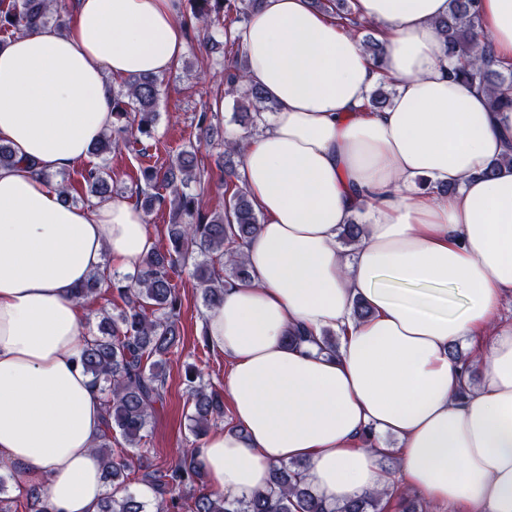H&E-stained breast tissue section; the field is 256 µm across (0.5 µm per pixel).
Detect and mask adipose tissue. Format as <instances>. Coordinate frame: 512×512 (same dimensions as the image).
Segmentation results:
<instances>
[{
	"instance_id": "1",
	"label": "adipose tissue",
	"mask_w": 512,
	"mask_h": 512,
	"mask_svg": "<svg viewBox=\"0 0 512 512\" xmlns=\"http://www.w3.org/2000/svg\"><path fill=\"white\" fill-rule=\"evenodd\" d=\"M353 12L377 27L382 60L312 0H262L239 32L248 81L277 109L240 158L263 217L244 247L251 278L202 321L230 364L234 425L208 433L197 458L228 498L300 462L333 506L386 483V447L364 437L391 435L404 484L431 503L512 512V323L499 320L512 299V166L484 174L512 155V109L452 76L435 28L448 0H353ZM179 16L180 0H74L64 28L0 42V142L19 159L0 168V464L54 512H99L106 493L103 394L78 362L74 290L108 261L137 273L156 242L128 200L67 203L45 176L85 162L111 128L115 80L174 69ZM480 24L511 64L512 0H481ZM383 81L392 103L369 110ZM353 219L362 234L347 252L337 235ZM327 329L332 354L316 345ZM461 339L464 363L448 355Z\"/></svg>"
}]
</instances>
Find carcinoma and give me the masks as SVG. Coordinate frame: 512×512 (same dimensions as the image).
Wrapping results in <instances>:
<instances>
[{
  "label": "carcinoma",
  "mask_w": 512,
  "mask_h": 512,
  "mask_svg": "<svg viewBox=\"0 0 512 512\" xmlns=\"http://www.w3.org/2000/svg\"><path fill=\"white\" fill-rule=\"evenodd\" d=\"M261 0H190L195 19L207 27L235 11L234 21L244 23ZM315 6L350 20L346 0H313ZM65 0H0V30L27 32L46 26H63ZM478 0H448V15L436 22V29L457 59L453 74L461 76L484 92L492 110L512 109V66H499L488 51L479 31ZM225 93L238 94L241 112L236 119L246 128H255L265 112L276 109L264 91L247 83L244 59L234 61L225 73ZM160 92L158 78L146 75L124 80L114 92L112 129L92 147L91 154L105 157L112 145L141 146L138 154L148 157L145 141L154 138ZM391 92L380 86L370 92L368 107L380 111L391 102ZM216 114L203 110L197 126L205 138H212ZM224 205L211 213L203 211L197 186L207 170L201 148L188 145L165 166L141 162L136 173L137 205L149 213L169 203L168 248L152 253L144 269L133 276L112 281L113 312L105 311L94 338L83 345L81 363L85 372L102 387L104 429L96 452L101 458L104 477L112 483L100 512H182L185 503L178 495L184 487L203 485L204 471L195 454L196 443L182 452L179 461L154 468L136 453L145 438L157 406L167 395L165 356L178 348L182 297L172 273L180 263L195 261V273L205 307L214 305L224 284L250 278L242 248L260 229L261 219L249 194L240 187L230 188L238 178L235 159L245 145L225 140ZM81 185L100 200L112 198L111 176L102 166H90L81 173ZM168 191L163 195L160 190ZM100 278L90 277L78 289L75 299L83 303L100 293ZM185 384L190 391L189 415L192 435L199 440L211 425L224 418V399L213 387L202 383L201 371L187 366ZM120 434L125 446L112 449V432ZM138 467L145 469L144 482L154 493L150 503L129 490L126 479ZM15 472L0 474V512H12L14 499L7 496ZM398 498L403 512H430L423 501L409 499L408 493L393 485L367 493L342 506L331 508L317 499L307 487L297 463L272 468L268 487L248 499H229L205 491L194 497L190 512H385L386 501Z\"/></svg>",
  "instance_id": "cac0c4a2"
}]
</instances>
